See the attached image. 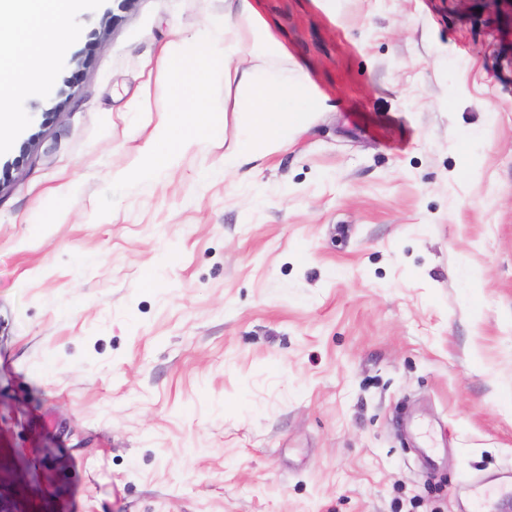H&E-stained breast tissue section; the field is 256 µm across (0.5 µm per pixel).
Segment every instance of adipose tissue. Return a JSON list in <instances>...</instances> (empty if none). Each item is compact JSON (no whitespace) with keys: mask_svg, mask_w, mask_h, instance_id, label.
I'll list each match as a JSON object with an SVG mask.
<instances>
[{"mask_svg":"<svg viewBox=\"0 0 512 512\" xmlns=\"http://www.w3.org/2000/svg\"><path fill=\"white\" fill-rule=\"evenodd\" d=\"M83 0H0V128L13 119L15 103L29 81L48 83L54 51L74 38L69 15ZM285 46L272 34L252 0H224V24L198 34L194 52L171 41L162 62L187 69L188 79L170 87L163 147H149L139 175L155 178L178 157L193 130L211 128L218 119L208 95L214 79L234 97L235 127L224 149V167L232 169L286 148L289 133L316 111L322 98L307 75L278 67Z\"/></svg>","mask_w":512,"mask_h":512,"instance_id":"ef3b65f1","label":"adipose tissue"}]
</instances>
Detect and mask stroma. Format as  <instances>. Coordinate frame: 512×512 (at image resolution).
<instances>
[{
	"label": "stroma",
	"mask_w": 512,
	"mask_h": 512,
	"mask_svg": "<svg viewBox=\"0 0 512 512\" xmlns=\"http://www.w3.org/2000/svg\"><path fill=\"white\" fill-rule=\"evenodd\" d=\"M325 106L141 180L224 0H85L0 137L28 512H512V0H258Z\"/></svg>",
	"instance_id": "35a3bbf8"
}]
</instances>
